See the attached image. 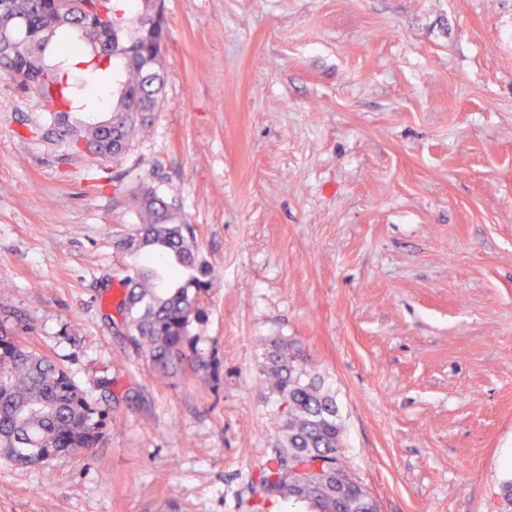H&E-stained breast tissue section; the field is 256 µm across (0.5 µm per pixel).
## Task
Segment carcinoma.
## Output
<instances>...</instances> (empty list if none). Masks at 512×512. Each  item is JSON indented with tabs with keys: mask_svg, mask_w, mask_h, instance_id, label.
I'll return each mask as SVG.
<instances>
[{
	"mask_svg": "<svg viewBox=\"0 0 512 512\" xmlns=\"http://www.w3.org/2000/svg\"><path fill=\"white\" fill-rule=\"evenodd\" d=\"M98 2L75 0L62 13L55 0H8L9 10H0V34L12 38V50L0 55V72L25 74L23 87L37 93L47 113L41 139L79 152L77 143L58 138L61 130H74L95 163L124 154L145 127L143 113L160 106L163 58L155 47L166 34L164 28L150 39L143 33L161 0H136L131 16L105 0V20ZM118 28L125 33L119 44ZM77 59L112 89L109 117L100 118L98 102L71 81ZM133 103L140 111H128ZM131 200L139 224L125 246L165 256L170 271L142 264L121 280L116 309L130 341L159 374L175 377L190 369L214 387L216 359L203 357L190 334L192 322L204 315L201 297L211 283L192 226L155 191L135 193ZM23 330L0 324V456L38 465L61 454L90 453L107 435L109 408L33 349ZM308 368V357L286 339L274 340L264 354L261 375L281 406L283 440L260 473V498L305 503L313 512H377L371 493L344 465L336 398Z\"/></svg>",
	"mask_w": 512,
	"mask_h": 512,
	"instance_id": "carcinoma-1",
	"label": "carcinoma"
}]
</instances>
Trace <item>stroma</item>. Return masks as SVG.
<instances>
[{
  "label": "stroma",
  "mask_w": 512,
  "mask_h": 512,
  "mask_svg": "<svg viewBox=\"0 0 512 512\" xmlns=\"http://www.w3.org/2000/svg\"><path fill=\"white\" fill-rule=\"evenodd\" d=\"M162 103L120 159L42 142L0 77V320L111 408L103 447L0 458V512H257L280 446L260 365L296 342L379 512H507L512 0H164ZM213 271L191 327L219 386L125 338L130 197Z\"/></svg>",
  "instance_id": "stroma-1"
}]
</instances>
